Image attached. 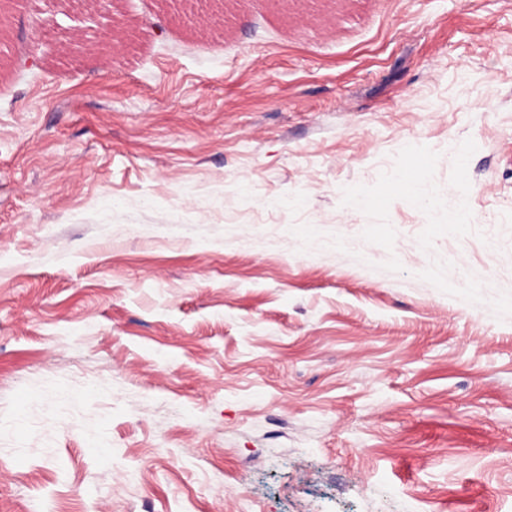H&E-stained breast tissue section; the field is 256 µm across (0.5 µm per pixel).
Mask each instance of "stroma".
<instances>
[{"label": "stroma", "instance_id": "stroma-1", "mask_svg": "<svg viewBox=\"0 0 512 512\" xmlns=\"http://www.w3.org/2000/svg\"><path fill=\"white\" fill-rule=\"evenodd\" d=\"M199 5L0 40V512H512V0Z\"/></svg>", "mask_w": 512, "mask_h": 512}]
</instances>
